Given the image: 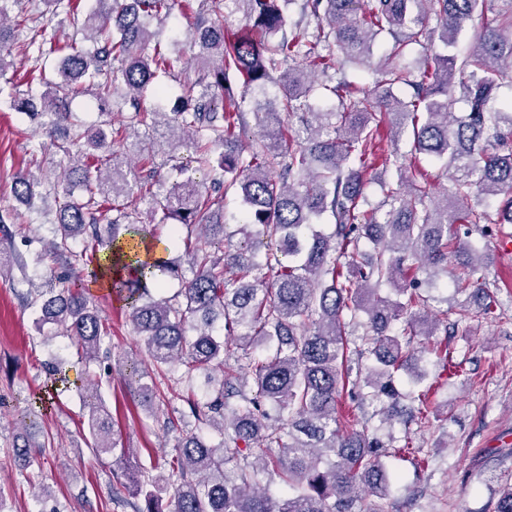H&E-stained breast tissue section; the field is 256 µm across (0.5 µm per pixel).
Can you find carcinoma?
<instances>
[{
	"label": "carcinoma",
	"mask_w": 512,
	"mask_h": 512,
	"mask_svg": "<svg viewBox=\"0 0 512 512\" xmlns=\"http://www.w3.org/2000/svg\"><path fill=\"white\" fill-rule=\"evenodd\" d=\"M89 2L84 36L48 50L61 55L60 80L46 79L36 66L30 90L15 93L12 103L40 117L49 137L62 126L74 130L65 155L82 164L68 163L64 182L49 187L19 171L15 197L33 210L64 196L48 257L67 253L85 265V254L71 244L91 240L90 276L111 281L140 337L142 362L157 372L181 365L188 381L204 374L212 389L206 411L187 403L219 436L214 443L186 432L168 474L136 461L113 475L116 488L138 499L134 512H387L389 445L377 427L342 424L336 402L350 384L363 403L388 401L384 423L401 416L404 401L417 404L411 418L428 419V396L416 388L427 377L419 367L426 346L413 342L448 323L446 310L439 318L423 314L424 290L442 287V277L466 295L453 310L454 323L473 317V297L479 315L496 317L497 292L472 235L512 236L504 231L512 224V112L499 96L512 87V0L491 18L493 0H228L227 14H243L248 27L227 34L224 16L198 19L188 40L194 74L184 73L173 106L152 111L140 100L148 92L166 95L157 79L175 63L152 25L165 27L175 0ZM17 3L0 0V72L15 40L3 20ZM52 4L58 24H77L73 0ZM432 16L446 49L463 28L473 30L467 56L433 50ZM382 35L393 44L378 59ZM89 37L91 49L83 45ZM414 43L428 52L416 66L407 62ZM339 58L378 78L371 86L334 81L330 71ZM317 73L337 99L325 111L309 98ZM35 82L44 90L31 89ZM120 85L133 107L129 127H144L151 144L178 131L191 134L196 166L179 167L172 180L159 177L152 148L142 146L149 174L132 181L112 133L81 129L72 101L89 93L105 113ZM239 85L263 94L278 89L274 100L254 101L257 139L248 146L240 139L248 121L235 98ZM402 86L414 90L410 99L394 93ZM459 103L462 112L455 111ZM387 120L395 128L393 148L383 161L388 177L377 179L382 199L374 203L366 187ZM404 136L402 152L397 143ZM422 157L448 175L437 197L422 181ZM210 185L239 191L238 223L218 219ZM132 196L146 206L148 221L119 203ZM109 200L115 216L104 239L97 224ZM325 214L329 233L320 224ZM164 228L170 242L184 244L187 266L155 256ZM235 236L238 245L224 247ZM46 278L49 287L35 298L36 324L56 326L85 362L97 359L109 328L95 299L78 278L50 271ZM170 280L180 288L167 296ZM351 328L362 329L355 351L371 359L353 381L346 367ZM401 370L412 384L406 392L395 384ZM273 413L288 414L287 423H267ZM88 428L95 455L130 456L103 406L92 404ZM260 474L285 491L266 494L257 487ZM363 493L377 498L365 511L356 508ZM493 512H512V485L499 488Z\"/></svg>",
	"instance_id": "cac0c4a2"
}]
</instances>
